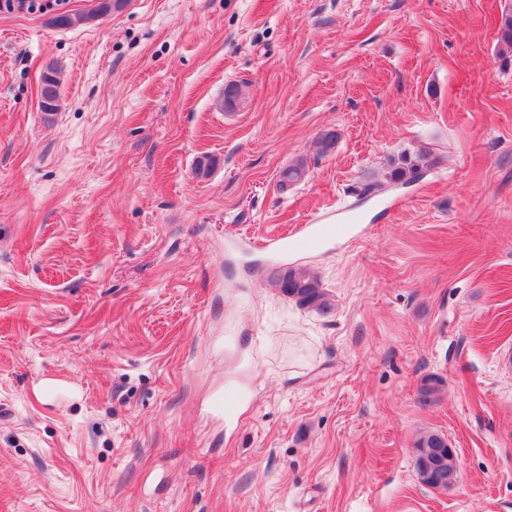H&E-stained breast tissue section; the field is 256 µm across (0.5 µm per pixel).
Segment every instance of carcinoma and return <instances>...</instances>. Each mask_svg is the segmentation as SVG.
Here are the masks:
<instances>
[{
	"label": "carcinoma",
	"mask_w": 512,
	"mask_h": 512,
	"mask_svg": "<svg viewBox=\"0 0 512 512\" xmlns=\"http://www.w3.org/2000/svg\"><path fill=\"white\" fill-rule=\"evenodd\" d=\"M498 56L502 61L512 57V11L506 10L501 15L498 29ZM40 107L43 112L58 110L61 99V82L58 70L52 66L43 74L39 88ZM337 132L325 131L316 139L318 154H328L336 145ZM432 165L427 154L404 151L389 160L386 178L392 183L409 184L417 180L423 170ZM307 160L296 159L284 168L279 175V184L286 188L299 182L305 175ZM270 284L282 295L295 301L306 309L327 315L333 311L335 304L332 296L323 287L320 277L306 265L274 267L268 272ZM443 385V379L437 375L422 378L419 397L424 403L436 400ZM415 468L421 482L430 487L445 489L451 482L457 466L456 451L448 450V440L440 439L435 433H427L419 438L416 445Z\"/></svg>",
	"instance_id": "1"
}]
</instances>
